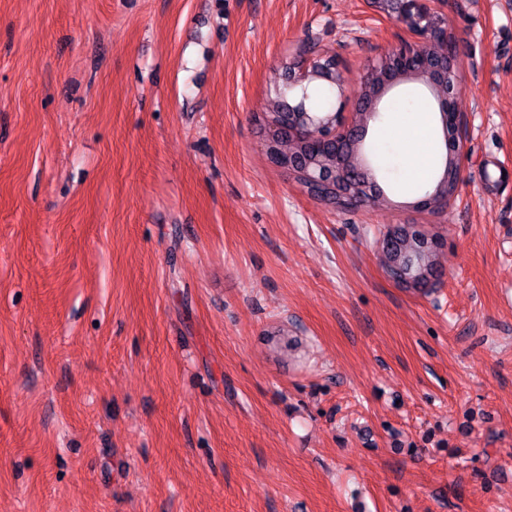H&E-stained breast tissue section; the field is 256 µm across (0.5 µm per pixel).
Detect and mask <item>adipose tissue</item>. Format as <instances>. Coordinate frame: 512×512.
Returning <instances> with one entry per match:
<instances>
[{
    "label": "adipose tissue",
    "mask_w": 512,
    "mask_h": 512,
    "mask_svg": "<svg viewBox=\"0 0 512 512\" xmlns=\"http://www.w3.org/2000/svg\"><path fill=\"white\" fill-rule=\"evenodd\" d=\"M437 123L436 114L427 108L390 113L384 133L405 149L407 181L419 182L433 175L437 161L434 136Z\"/></svg>",
    "instance_id": "adipose-tissue-1"
}]
</instances>
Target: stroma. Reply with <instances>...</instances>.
<instances>
[{
  "label": "stroma",
  "mask_w": 512,
  "mask_h": 512,
  "mask_svg": "<svg viewBox=\"0 0 512 512\" xmlns=\"http://www.w3.org/2000/svg\"><path fill=\"white\" fill-rule=\"evenodd\" d=\"M430 6L458 190L415 208L375 122L343 211L261 119L311 43L358 120L409 36L371 0H0V512H512V0ZM448 93V101L441 100L442 105V115L444 119L445 124V131H446V140L448 144V159L455 162L456 164L452 167V169L448 168V159L445 158V166H442V169L440 171V180L446 175L449 186L451 189H454L457 187L461 180V168H460V160L462 155V147L460 144V139L458 135L459 127L461 124V117L460 114L455 112V110H452V103L453 100L456 98L458 93V86L457 83L454 85L451 83L448 86V83L446 84H438L434 86L432 97L434 99H441ZM454 98V99H453ZM453 99V100H452ZM439 103V101H438ZM448 111L451 112V120L448 124ZM459 163V164H458ZM438 182V184H439ZM437 184V186H438ZM436 186V187H437ZM411 227L405 225H397L387 230L385 255L387 258V265H389V275L394 279L397 275L396 271L391 267V263H395L394 256H399L401 266L399 268L404 271L409 265L412 266L413 271L421 270L423 273L432 275L433 264L429 260L434 249H419L416 250L419 243L421 248L433 247L435 241L426 236H416L410 232ZM410 237V238H409ZM417 239V242H416Z\"/></svg>",
  "instance_id": "obj_1"
}]
</instances>
